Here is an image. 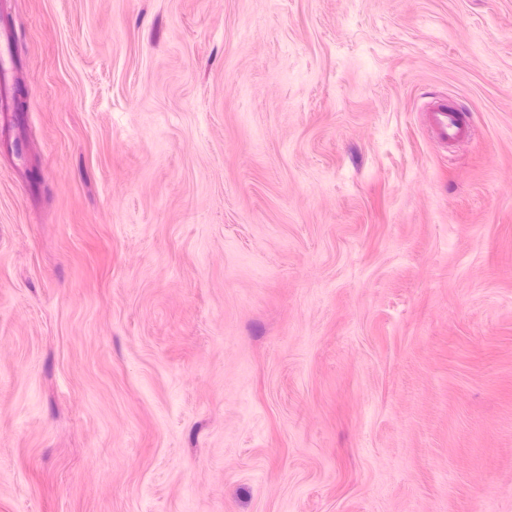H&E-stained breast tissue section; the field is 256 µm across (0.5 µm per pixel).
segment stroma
<instances>
[{
    "instance_id": "stroma-1",
    "label": "stroma",
    "mask_w": 512,
    "mask_h": 512,
    "mask_svg": "<svg viewBox=\"0 0 512 512\" xmlns=\"http://www.w3.org/2000/svg\"><path fill=\"white\" fill-rule=\"evenodd\" d=\"M0 23V512H512V0ZM429 112V127L442 143L457 142L466 137L468 128L456 112H448L443 106L432 107Z\"/></svg>"
}]
</instances>
